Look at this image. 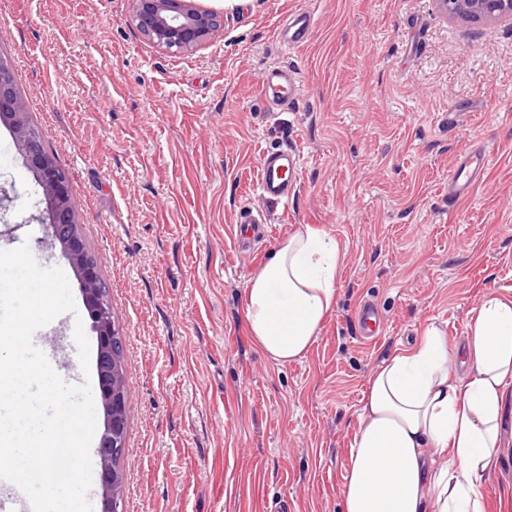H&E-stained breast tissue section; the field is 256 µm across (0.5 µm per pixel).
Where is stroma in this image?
<instances>
[{"mask_svg": "<svg viewBox=\"0 0 512 512\" xmlns=\"http://www.w3.org/2000/svg\"><path fill=\"white\" fill-rule=\"evenodd\" d=\"M223 12L195 52L131 24L128 0H0V56L28 120L69 178L80 233L123 338L125 512H341L356 412L371 371L430 323L449 344L489 289H512V22L452 21L434 0H201ZM307 9V43L277 32ZM292 70L293 103L259 80ZM491 155L473 193L448 197L467 145ZM301 155L287 204L257 193L261 155ZM42 189L0 124V250L63 270L75 312L54 320L58 372L95 341L66 258L37 221ZM263 208L250 251L232 227ZM324 226L342 245L336 311L306 356L250 342L242 288L279 239ZM373 300L384 330L354 321ZM487 512H512V404Z\"/></svg>", "mask_w": 512, "mask_h": 512, "instance_id": "stroma-1", "label": "stroma"}]
</instances>
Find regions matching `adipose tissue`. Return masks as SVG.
<instances>
[{
  "label": "adipose tissue",
  "instance_id": "1",
  "mask_svg": "<svg viewBox=\"0 0 512 512\" xmlns=\"http://www.w3.org/2000/svg\"><path fill=\"white\" fill-rule=\"evenodd\" d=\"M345 259L328 230L286 234L243 288L252 343L277 364L304 358L338 303ZM512 396V290H490L449 346L427 326L372 372L357 413L344 512H486Z\"/></svg>",
  "mask_w": 512,
  "mask_h": 512
}]
</instances>
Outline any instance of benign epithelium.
Segmentation results:
<instances>
[{"label": "benign epithelium", "instance_id": "benign-epithelium-1", "mask_svg": "<svg viewBox=\"0 0 512 512\" xmlns=\"http://www.w3.org/2000/svg\"><path fill=\"white\" fill-rule=\"evenodd\" d=\"M131 20L151 44L172 54L203 46L219 25V13L197 6L195 0H129ZM450 19L497 22L512 20V0H436ZM0 121L9 125L20 155L42 188V222L51 239L60 245L79 282L83 301L93 317L97 335L96 369L104 408V432L98 454L101 463V512H124L123 499L112 492V458L125 445L127 398L124 374L116 367L122 336L112 319L107 289L103 288L97 263L79 232V219L69 194L68 178L46 152L39 134L29 124L18 95L12 66L0 57Z\"/></svg>", "mask_w": 512, "mask_h": 512}]
</instances>
